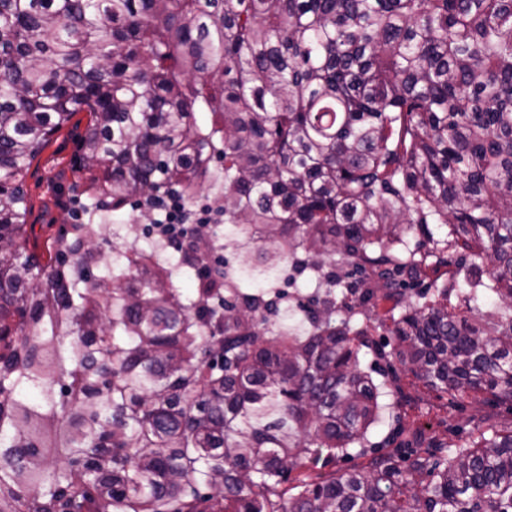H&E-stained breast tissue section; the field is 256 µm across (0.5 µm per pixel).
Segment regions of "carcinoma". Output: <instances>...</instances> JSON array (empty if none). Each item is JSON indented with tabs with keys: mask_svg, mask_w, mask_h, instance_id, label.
Listing matches in <instances>:
<instances>
[{
	"mask_svg": "<svg viewBox=\"0 0 512 512\" xmlns=\"http://www.w3.org/2000/svg\"><path fill=\"white\" fill-rule=\"evenodd\" d=\"M79 112L97 205L43 264L22 177ZM207 191L253 237L237 272L198 227L97 274L112 212ZM286 261L302 332L254 286ZM380 289L388 353L356 319ZM367 349L397 389L400 365L512 411V0H0V512H512L484 418L292 484L365 447ZM358 450L359 448L352 451V456L336 458V465L333 463L326 466L322 465L321 463H319L317 466L313 464H306L303 468L294 472L292 477L301 475L308 476L311 480H319L322 477H329L330 474H332L335 470L337 471L339 469H348L357 464H366L372 455V450L367 448V453L365 456H356V452Z\"/></svg>",
	"mask_w": 512,
	"mask_h": 512,
	"instance_id": "cac0c4a2",
	"label": "carcinoma"
}]
</instances>
